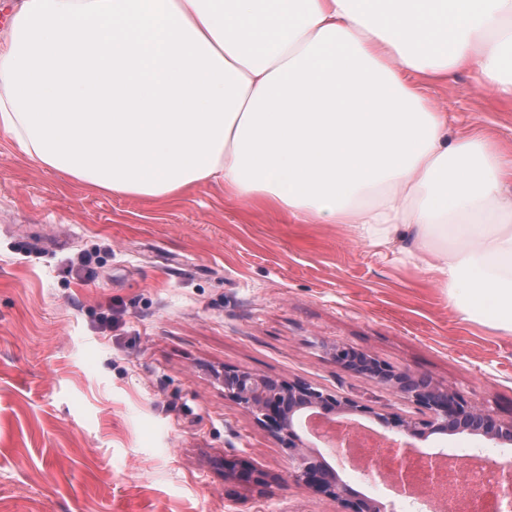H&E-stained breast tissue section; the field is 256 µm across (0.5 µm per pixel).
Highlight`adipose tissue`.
Masks as SVG:
<instances>
[{
    "label": "adipose tissue",
    "instance_id": "ef3b65f1",
    "mask_svg": "<svg viewBox=\"0 0 512 512\" xmlns=\"http://www.w3.org/2000/svg\"><path fill=\"white\" fill-rule=\"evenodd\" d=\"M455 71L512 102V0H13L0 130L103 191L350 225L512 334V151L426 96Z\"/></svg>",
    "mask_w": 512,
    "mask_h": 512
}]
</instances>
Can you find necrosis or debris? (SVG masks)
<instances>
[{
    "label": "necrosis or debris",
    "mask_w": 512,
    "mask_h": 512,
    "mask_svg": "<svg viewBox=\"0 0 512 512\" xmlns=\"http://www.w3.org/2000/svg\"><path fill=\"white\" fill-rule=\"evenodd\" d=\"M356 457L351 469L356 476L365 478L374 492H382L388 484L382 472H413L414 493L401 496L402 512H409L418 503H428L438 495V485L446 475L450 462L464 460L468 466L455 481L454 494L445 503L446 512H512V483L489 458L478 457L467 449H457L452 456L433 457L423 453L404 454L400 449L388 447L372 437H363L354 447Z\"/></svg>",
    "instance_id": "4bbe7bcc"
}]
</instances>
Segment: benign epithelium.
<instances>
[{
    "label": "benign epithelium",
    "instance_id": "1",
    "mask_svg": "<svg viewBox=\"0 0 512 512\" xmlns=\"http://www.w3.org/2000/svg\"><path fill=\"white\" fill-rule=\"evenodd\" d=\"M329 354L337 364L365 375L412 401L429 413L415 419L398 413H382L338 394H331L304 382H290L264 373L224 368L216 377L224 383V396L239 404L255 421L279 441L293 465V472L305 488L334 497L343 512H387L386 506L355 491L339 476L314 445L297 431L302 411L331 421L333 415L369 416L386 429H395L413 447L412 439L424 440L433 434L468 433L483 437L493 447L512 445V421L494 419L486 411L469 405L455 391L433 383L411 371H396L370 355L333 345ZM224 477L243 483H262L264 474L244 460H224Z\"/></svg>",
    "mask_w": 512,
    "mask_h": 512
}]
</instances>
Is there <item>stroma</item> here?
Returning <instances> with one entry per match:
<instances>
[{"mask_svg":"<svg viewBox=\"0 0 512 512\" xmlns=\"http://www.w3.org/2000/svg\"><path fill=\"white\" fill-rule=\"evenodd\" d=\"M427 94L512 148V103L471 74ZM334 343L512 420V334L463 321L397 248L211 182L103 193L0 132V512H343L213 375L261 371L425 418L336 365ZM227 458L264 483L225 479Z\"/></svg>","mask_w":512,"mask_h":512,"instance_id":"1","label":"stroma"}]
</instances>
